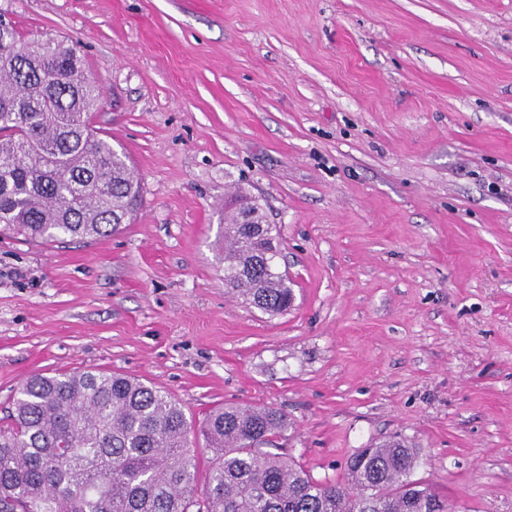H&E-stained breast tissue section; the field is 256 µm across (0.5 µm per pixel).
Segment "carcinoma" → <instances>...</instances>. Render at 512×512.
<instances>
[{"label":"carcinoma","instance_id":"obj_1","mask_svg":"<svg viewBox=\"0 0 512 512\" xmlns=\"http://www.w3.org/2000/svg\"><path fill=\"white\" fill-rule=\"evenodd\" d=\"M0 231L34 241L103 239L141 203V185L92 125L100 88L71 39L0 25ZM224 225V285L266 313L293 295L275 271L274 227L244 195ZM257 214L262 224H241ZM0 427V512H450L412 479L419 452L401 440L364 448L343 482H319L266 451L288 429L271 407L226 404L201 422L212 453L198 483L195 424L169 394L112 372L34 374Z\"/></svg>","mask_w":512,"mask_h":512}]
</instances>
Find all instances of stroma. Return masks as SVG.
<instances>
[{
    "mask_svg": "<svg viewBox=\"0 0 512 512\" xmlns=\"http://www.w3.org/2000/svg\"><path fill=\"white\" fill-rule=\"evenodd\" d=\"M77 41L142 186L103 240L0 236V422L102 370L194 422L272 406L315 480L399 436L454 512H512V0H0ZM274 224L294 302L224 285L225 204Z\"/></svg>",
    "mask_w": 512,
    "mask_h": 512,
    "instance_id": "stroma-1",
    "label": "stroma"
}]
</instances>
